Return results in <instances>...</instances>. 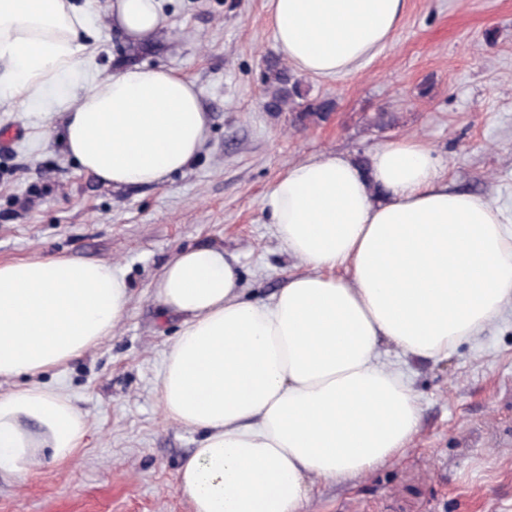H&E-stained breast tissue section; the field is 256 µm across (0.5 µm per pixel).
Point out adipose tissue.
Masks as SVG:
<instances>
[{
    "label": "adipose tissue",
    "mask_w": 512,
    "mask_h": 512,
    "mask_svg": "<svg viewBox=\"0 0 512 512\" xmlns=\"http://www.w3.org/2000/svg\"><path fill=\"white\" fill-rule=\"evenodd\" d=\"M405 0H269L296 71L351 73L397 34ZM112 29L141 42L167 24L160 0H109ZM87 15L73 0H0V78L17 108L67 73L91 72ZM208 116L194 84L124 63L68 109L69 156L120 190L160 185L200 153ZM416 137L360 167L331 153L288 167L267 203L304 267L268 301L243 298L223 246L181 250L156 286L181 327L158 383L167 419L201 431L178 488L192 512H303L313 479L365 475L408 448L420 408L382 361L441 359L512 307V214L450 189ZM348 278L337 277V269ZM128 285L110 263L67 257L0 262V379L61 367L123 318ZM87 432L67 394L34 384L0 394V475L28 474L43 450L68 462Z\"/></svg>",
    "instance_id": "1"
}]
</instances>
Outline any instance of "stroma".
Instances as JSON below:
<instances>
[{
  "instance_id": "obj_1",
  "label": "stroma",
  "mask_w": 512,
  "mask_h": 512,
  "mask_svg": "<svg viewBox=\"0 0 512 512\" xmlns=\"http://www.w3.org/2000/svg\"><path fill=\"white\" fill-rule=\"evenodd\" d=\"M168 25L131 44L92 0L97 76L139 63L192 81L209 116L203 150L160 186L115 190L81 172L54 133L87 74L59 78L24 110L0 100V261L64 256L107 261L130 288L111 336L35 381L62 389L88 434L69 463L42 455L0 476V512H191L178 468L201 433L167 421L157 384L180 320L155 287L182 249L222 244L246 298L268 299L300 271L274 233L270 184L329 153L368 158L414 136L453 188L512 208V0H407L396 38L352 74L301 75L309 98L333 99L325 121L297 126L264 111L266 63L280 58L268 0H163ZM52 113L44 127L41 113ZM386 112L391 123L374 121ZM388 362L410 382L418 432L399 457L351 480L315 481L305 512H512V316L447 358ZM18 376L0 394L30 384Z\"/></svg>"
}]
</instances>
